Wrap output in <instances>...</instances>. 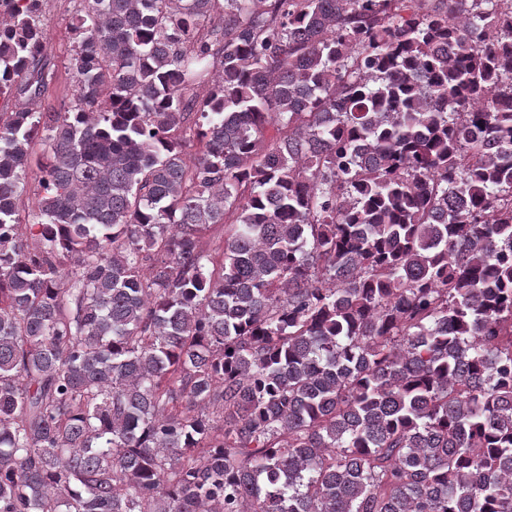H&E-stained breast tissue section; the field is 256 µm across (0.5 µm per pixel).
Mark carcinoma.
I'll list each match as a JSON object with an SVG mask.
<instances>
[{"label":"carcinoma","mask_w":512,"mask_h":512,"mask_svg":"<svg viewBox=\"0 0 512 512\" xmlns=\"http://www.w3.org/2000/svg\"><path fill=\"white\" fill-rule=\"evenodd\" d=\"M84 2L41 112L0 0V512H512V0Z\"/></svg>","instance_id":"1"}]
</instances>
